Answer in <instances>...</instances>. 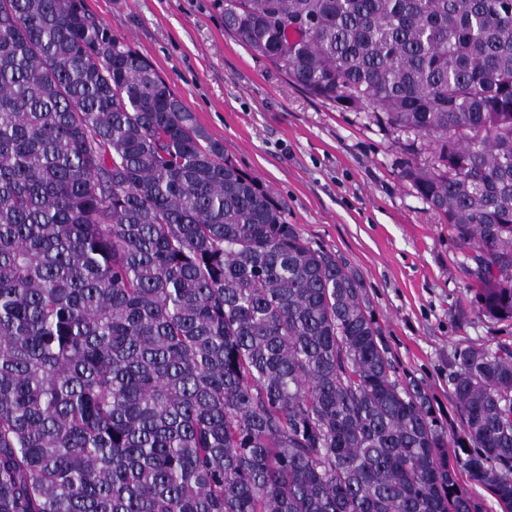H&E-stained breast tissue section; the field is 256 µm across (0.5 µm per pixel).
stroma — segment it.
<instances>
[{
    "label": "stroma",
    "instance_id": "1",
    "mask_svg": "<svg viewBox=\"0 0 512 512\" xmlns=\"http://www.w3.org/2000/svg\"><path fill=\"white\" fill-rule=\"evenodd\" d=\"M85 2L285 202L288 223L358 273L397 374L420 380L459 427L449 356L512 343V322L479 311L474 263L403 179L409 156L390 132L290 84L225 32L215 0Z\"/></svg>",
    "mask_w": 512,
    "mask_h": 512
}]
</instances>
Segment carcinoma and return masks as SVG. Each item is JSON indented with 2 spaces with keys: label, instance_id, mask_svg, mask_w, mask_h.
Listing matches in <instances>:
<instances>
[{
  "label": "carcinoma",
  "instance_id": "carcinoma-1",
  "mask_svg": "<svg viewBox=\"0 0 512 512\" xmlns=\"http://www.w3.org/2000/svg\"><path fill=\"white\" fill-rule=\"evenodd\" d=\"M403 177L512 321V0H218ZM424 157V162L416 161ZM84 0H0V512H512V345L450 430L362 279ZM459 482L463 490L483 499L486 512H501L500 506L487 487L472 481L464 473L461 475Z\"/></svg>",
  "mask_w": 512,
  "mask_h": 512
}]
</instances>
